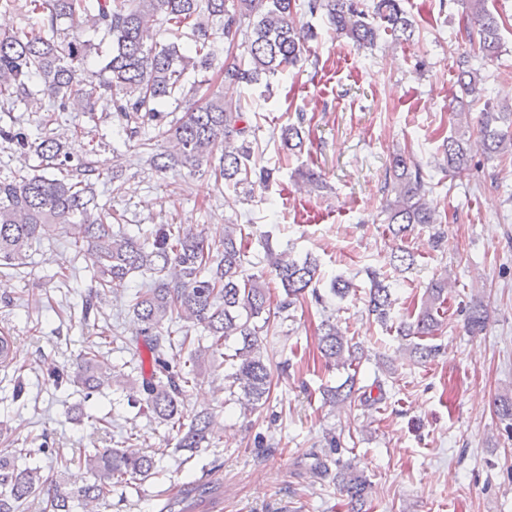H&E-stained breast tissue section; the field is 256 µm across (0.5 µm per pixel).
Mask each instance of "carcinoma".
I'll return each mask as SVG.
<instances>
[{
	"mask_svg": "<svg viewBox=\"0 0 512 512\" xmlns=\"http://www.w3.org/2000/svg\"><path fill=\"white\" fill-rule=\"evenodd\" d=\"M401 0H24L23 7L37 19L30 28L0 31V111L9 112L18 103L37 105L46 111L40 124L62 123V114L72 109L84 112H119L126 121L128 140L147 157L151 169L164 173L178 166L214 169L224 184L243 185L248 192L266 188L275 170L255 158L247 135L250 130L241 101L226 100L210 92L211 82H187V71L212 69L216 57L215 39L233 46L242 42L246 56H228L218 77L230 86L251 88L295 67L309 52L312 31L299 14L324 18L336 35L358 48L374 45L379 27L385 23L396 41H409L413 22L400 5ZM488 0H465L466 23L460 38L477 47L484 59L501 52L500 24L487 8ZM168 27L172 39L146 47L145 32L158 18ZM66 20L83 31L101 35L109 43L104 65L98 71L78 73L89 54L98 50L60 28ZM220 22L216 31L211 22ZM190 30L191 44L178 39ZM484 78L479 70L461 63L457 76L460 111L482 99ZM53 100L48 109L41 97ZM200 97L180 117L167 120L161 107L170 101ZM509 113L485 101L476 141L463 136L443 140V165L456 173L470 170L473 147L486 158L512 155V132L500 128ZM152 124L156 133L143 132ZM280 139L289 151L303 147L298 127L281 128ZM0 143L11 153L36 155L42 169L32 174L0 178V268L18 270L26 265L27 252L57 229L74 230L87 243L82 252L88 261L94 285L82 296L84 317L99 311L101 302L116 286L136 274L149 276V282L133 294L129 310L140 324L139 335L146 338L149 368L139 364L140 387L153 417L176 431L179 451L195 452L214 437V413L203 409L189 412L185 407L186 387L197 380L196 367L201 357L217 352L235 338L238 347L229 355L232 373L227 376V391L239 389L246 404L256 407L269 398L274 379L267 337L273 317H291V310L312 298L323 303L316 288L319 264L312 257L303 261L288 253L267 251L269 275L282 288L276 305H271L269 288L247 273L246 249L242 228L225 227L224 239L210 243L202 235L182 229L180 224H161L152 242L142 240L123 228H114L112 210L98 202L96 180L98 161L95 152L87 153L77 164H70L61 139L44 136L31 139L22 127H0ZM431 176L421 163L397 155L385 175L384 188L394 194L388 203V229L403 238L414 224L439 223L437 205L429 199ZM367 311L377 320L389 319L395 304L393 288L386 279L371 275ZM448 275L436 278L427 288L425 300L415 319L399 326L407 341L409 355L422 361L439 353L436 345L414 342L434 336L442 328L439 309L448 300ZM263 318V325L255 319ZM179 319L202 328L199 345L188 358L174 360L168 353L182 352L191 344L188 330L172 329ZM488 322L484 306L471 304L466 317L468 332L476 335ZM318 350L325 363L343 369L356 367L362 356L356 344L345 336L332 317L321 321ZM82 388L86 397L105 388L122 385L129 376L97 352L85 354L76 370L66 375L55 372ZM362 393L364 403L383 399L362 390L357 374H348L338 386L329 387L325 401L341 404ZM0 512H19L30 499L42 500V512H73L82 501H106L112 485L135 482L154 474L153 455L131 451L123 437L115 448H94L79 456L94 481L71 489L65 483L47 482L38 467L24 468L18 459L25 449L13 447L8 431L0 427ZM340 493L350 512H364L372 497V482L355 467L341 465L336 471Z\"/></svg>",
	"mask_w": 512,
	"mask_h": 512,
	"instance_id": "obj_1",
	"label": "carcinoma"
}]
</instances>
